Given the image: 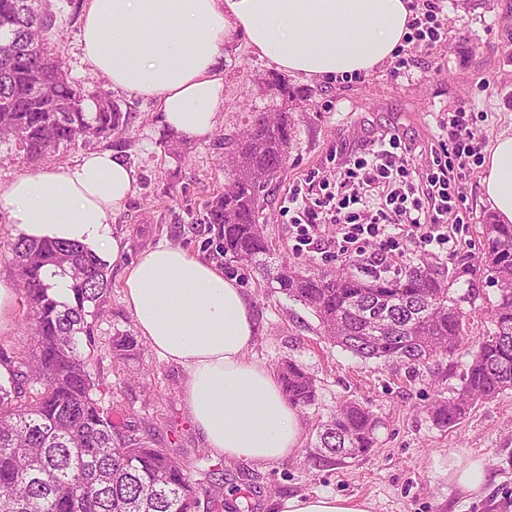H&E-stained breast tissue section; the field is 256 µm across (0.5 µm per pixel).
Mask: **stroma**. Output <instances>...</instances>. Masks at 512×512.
<instances>
[{"instance_id": "obj_1", "label": "stroma", "mask_w": 512, "mask_h": 512, "mask_svg": "<svg viewBox=\"0 0 512 512\" xmlns=\"http://www.w3.org/2000/svg\"><path fill=\"white\" fill-rule=\"evenodd\" d=\"M52 4L51 37L70 80L86 86L103 81L82 51L86 0ZM446 11V35L429 47L405 40L402 55L408 64L397 74L386 64L344 80L309 81L282 73L252 54L244 41H233L225 47L224 103L216 129L208 138L188 139L182 156L169 153L167 133L151 102L115 89L111 96L128 117L125 130L52 160L66 165L83 150H109L132 167L134 191L111 215L112 232L126 247L125 260L168 243L213 262L237 278L252 310L250 358L270 370L290 358L313 378L316 401L299 411L300 446L292 455L273 464L222 462L226 489L248 491L251 512H281L285 499L314 494L353 497L367 502L370 512H512V390L477 402L451 429L438 427L429 412L436 401L459 392L467 352L491 327L496 288L476 289L464 340L453 353L416 367L363 360L321 336L316 316L271 288L258 271L219 255L214 228L202 221L207 202L228 179L225 139L241 135L255 113L285 112L294 134L284 170L265 191L264 232L279 260L313 272L362 271L364 258L341 250L330 224L322 229L319 247L295 249L282 208L289 190L328 175L353 144L383 126L398 127L426 145L437 141L442 136L438 116L469 103L484 137L459 186L469 221L455 225L451 252L428 253L417 238L402 239L404 255L397 267L427 261L448 270L458 263L480 268L481 227L490 215L482 201L483 161L488 146L512 128V0H451ZM280 78L287 91L277 86ZM108 275L112 288L88 318L98 346L90 370L103 384L104 403L157 447L193 460L192 476L202 480L210 463L197 457L205 443L181 400L184 370L148 346L128 363L112 356L116 332L136 326L124 302L122 262L110 265ZM346 400L361 402L376 416V443L367 456L337 461L317 448V432ZM459 458L483 460L480 493L449 482L448 466Z\"/></svg>"}]
</instances>
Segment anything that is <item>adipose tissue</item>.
<instances>
[{
    "mask_svg": "<svg viewBox=\"0 0 512 512\" xmlns=\"http://www.w3.org/2000/svg\"><path fill=\"white\" fill-rule=\"evenodd\" d=\"M408 0H88L83 52L113 87L150 101L162 126L205 138L224 103V46L234 37L280 71L325 81L391 60L409 32ZM484 198L512 223V132L484 159ZM135 172L111 152L18 174L0 186V210L18 236L81 244L120 260L111 213ZM124 298L140 335L186 371L184 404L213 455L266 464L300 444L299 414L277 378L251 358L255 326L237 279L161 243L124 269ZM281 512H370L366 502L319 494Z\"/></svg>",
    "mask_w": 512,
    "mask_h": 512,
    "instance_id": "ef3b65f1",
    "label": "adipose tissue"
}]
</instances>
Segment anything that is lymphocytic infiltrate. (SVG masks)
<instances>
[{
	"label": "lymphocytic infiltrate",
	"mask_w": 512,
	"mask_h": 512,
	"mask_svg": "<svg viewBox=\"0 0 512 512\" xmlns=\"http://www.w3.org/2000/svg\"><path fill=\"white\" fill-rule=\"evenodd\" d=\"M448 125L460 145L431 149L425 175L413 174L419 148L416 140L390 129L373 135L358 149L347 170L349 195L339 198L326 192L316 198L311 190L294 189L288 209L293 213L298 246L319 244L321 226L332 224L341 237V248L359 256L373 240L384 238L387 248L374 260L387 270L393 263L390 246L399 230L420 232L424 245L442 251L452 249L453 227L463 221L457 184L469 173L465 158L480 134L462 106L449 114Z\"/></svg>",
	"instance_id": "lymphocytic-infiltrate-1"
}]
</instances>
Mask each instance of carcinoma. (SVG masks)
Listing matches in <instances>:
<instances>
[{
    "label": "carcinoma",
    "mask_w": 512,
    "mask_h": 512,
    "mask_svg": "<svg viewBox=\"0 0 512 512\" xmlns=\"http://www.w3.org/2000/svg\"><path fill=\"white\" fill-rule=\"evenodd\" d=\"M50 0H0V145L37 163L48 155L93 140H107L126 125L108 94L68 80L61 51L47 33ZM93 101L95 109L86 107ZM292 138L287 113H261L232 149L231 183L207 203L204 223L215 225L217 248L254 264L278 289L309 308L323 335L364 359L423 364L462 343L472 302L455 295L460 282L475 288L477 271L452 273L428 264L365 279L345 269L300 272L272 265L259 224L263 188L284 168ZM489 283L499 299L491 309L493 331L479 339L462 376L461 394L438 403L442 428L459 423L474 403L512 389V224L482 225ZM8 261L28 307L27 348L0 346V512H201L225 505L224 482L208 470V486L192 479L190 464L156 448L97 397L88 369L96 340L89 307L111 288L107 264L78 244L10 243ZM70 278L71 299L57 301L47 273ZM140 350L134 336L118 332L112 354L126 360ZM283 393L294 407L315 401L312 379L286 360L278 366ZM376 421L347 402L321 424L318 447L341 460L371 451ZM83 485L75 498L71 487Z\"/></svg>",
    "instance_id": "cac0c4a2"
}]
</instances>
